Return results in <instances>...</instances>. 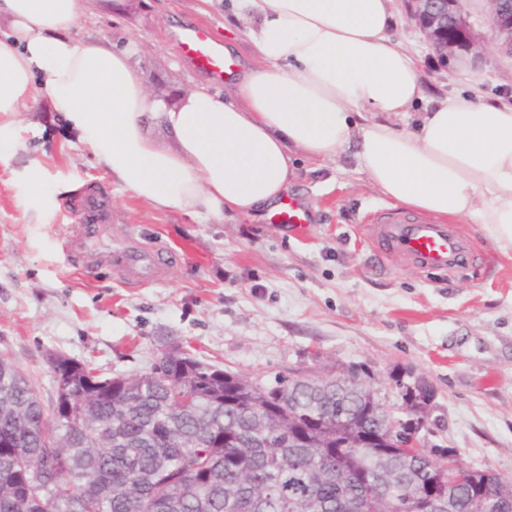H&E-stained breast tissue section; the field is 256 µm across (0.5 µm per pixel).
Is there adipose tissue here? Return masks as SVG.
I'll return each mask as SVG.
<instances>
[{
	"mask_svg": "<svg viewBox=\"0 0 512 512\" xmlns=\"http://www.w3.org/2000/svg\"><path fill=\"white\" fill-rule=\"evenodd\" d=\"M264 68L235 100L202 86L152 98L129 53L71 36L81 0H0V160L18 136L35 73L53 108L112 179L157 208L223 218L280 210L290 152L345 146L384 196L478 224L512 260V102L450 96L411 130L392 120L426 99L414 60L390 40L393 0H238ZM163 125L174 142L153 138Z\"/></svg>",
	"mask_w": 512,
	"mask_h": 512,
	"instance_id": "1",
	"label": "adipose tissue"
}]
</instances>
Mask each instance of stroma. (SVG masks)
Instances as JSON below:
<instances>
[{
    "label": "stroma",
    "instance_id": "1",
    "mask_svg": "<svg viewBox=\"0 0 512 512\" xmlns=\"http://www.w3.org/2000/svg\"><path fill=\"white\" fill-rule=\"evenodd\" d=\"M465 8L485 38L479 68L443 60L405 0H394L389 36L415 60L429 101L466 98L474 88L485 100L512 101V59L495 48L486 0ZM197 23L214 27L237 72L258 66L248 38L255 22L235 0H84L73 34L130 49L149 95L204 84L232 95L229 82H209L175 40ZM45 81L35 75L37 102L18 115V144L0 163V353L43 401L54 395L49 353L130 376L174 341L266 384L358 367L394 408L402 399L392 375L421 376L435 388L427 447L456 449L465 465L512 479V260L479 225L456 223L469 251L453 270L384 258L367 235L369 219L408 208L370 185L351 147L327 160L293 152L288 195L307 207L305 224L158 209L96 163L52 108ZM31 165L50 193L42 223L19 204ZM90 189L112 203L111 222L90 245L94 262L64 250L78 232L73 203ZM128 241L173 253L163 281H128L107 260Z\"/></svg>",
    "mask_w": 512,
    "mask_h": 512
}]
</instances>
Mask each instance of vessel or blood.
<instances>
[{
	"instance_id": "1",
	"label": "vessel or blood",
	"mask_w": 512,
	"mask_h": 512,
	"mask_svg": "<svg viewBox=\"0 0 512 512\" xmlns=\"http://www.w3.org/2000/svg\"><path fill=\"white\" fill-rule=\"evenodd\" d=\"M179 43L198 70L211 80L223 81L229 64L211 25L201 23L183 29ZM73 211L75 216L85 219V237L89 240L95 239L101 226L112 217L108 197L91 191L76 200ZM369 231L389 254L420 268H451L465 252L464 243L451 225L433 223L416 215L379 216L370 224ZM109 258L125 278L138 282L158 281L167 273L164 252L159 248L144 250L131 243L111 252Z\"/></svg>"
}]
</instances>
